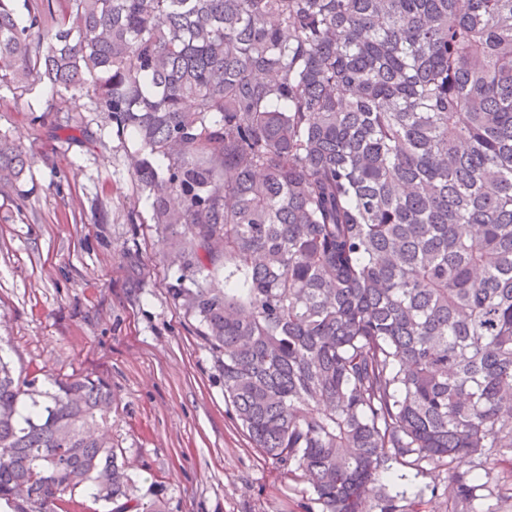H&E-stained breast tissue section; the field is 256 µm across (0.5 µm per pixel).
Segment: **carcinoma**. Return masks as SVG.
<instances>
[{
    "label": "carcinoma",
    "mask_w": 512,
    "mask_h": 512,
    "mask_svg": "<svg viewBox=\"0 0 512 512\" xmlns=\"http://www.w3.org/2000/svg\"><path fill=\"white\" fill-rule=\"evenodd\" d=\"M51 131L130 136L224 401L319 512L391 460L476 497L512 449V0H0V89ZM35 154L0 135V194ZM111 386L0 359V505L165 512L128 492Z\"/></svg>",
    "instance_id": "1"
}]
</instances>
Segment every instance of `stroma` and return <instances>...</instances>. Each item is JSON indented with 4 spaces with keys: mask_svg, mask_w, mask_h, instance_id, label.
<instances>
[{
    "mask_svg": "<svg viewBox=\"0 0 512 512\" xmlns=\"http://www.w3.org/2000/svg\"><path fill=\"white\" fill-rule=\"evenodd\" d=\"M49 91L20 105L0 90V132L38 157L24 196L0 195V356L37 379L93 375L112 386V442L134 493L161 490L166 512H307L313 490L254 447L224 402L216 358L167 292L178 271L131 182L118 140L31 124ZM484 487L452 505L447 469L390 463L377 487L399 512H512V452L483 457Z\"/></svg>",
    "mask_w": 512,
    "mask_h": 512,
    "instance_id": "1",
    "label": "stroma"
}]
</instances>
